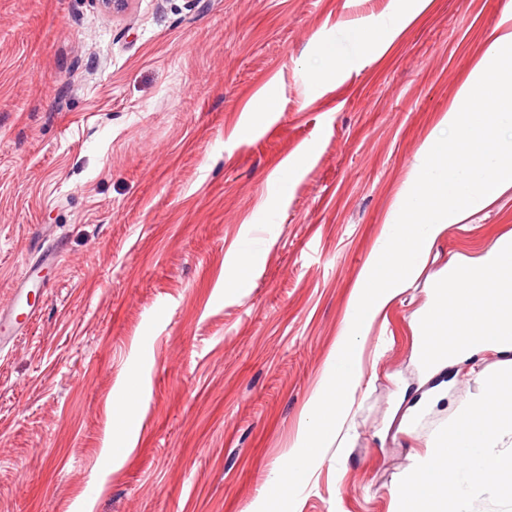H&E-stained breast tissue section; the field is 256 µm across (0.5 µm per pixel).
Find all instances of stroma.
I'll list each match as a JSON object with an SVG mask.
<instances>
[{"label":"stroma","instance_id":"1","mask_svg":"<svg viewBox=\"0 0 512 512\" xmlns=\"http://www.w3.org/2000/svg\"><path fill=\"white\" fill-rule=\"evenodd\" d=\"M504 2L433 0L384 57L327 83L320 42L350 60L344 22L390 0H0V312L40 253L56 257L35 318L0 348V512H251ZM507 238L512 190L437 239L364 339L341 441L288 512H394L457 403L505 367L487 351L478 375L419 368L415 315L448 262ZM238 248L264 261L228 294ZM129 380L131 429L113 409Z\"/></svg>","mask_w":512,"mask_h":512}]
</instances>
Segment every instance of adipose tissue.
<instances>
[{"label": "adipose tissue", "instance_id": "adipose-tissue-1", "mask_svg": "<svg viewBox=\"0 0 512 512\" xmlns=\"http://www.w3.org/2000/svg\"><path fill=\"white\" fill-rule=\"evenodd\" d=\"M431 5L432 0H390L381 14L352 21L346 34L356 49V65L385 56ZM486 98L494 101L493 110L480 108ZM511 189L512 0H507L486 53L415 158L387 219L388 231L356 281L347 321L288 452V465L253 512H276L321 448L337 440L365 376L363 339L387 305L412 286L444 229L466 222ZM416 326L421 336L416 355L426 368L487 350L512 352V239L500 240L473 263L448 264Z\"/></svg>", "mask_w": 512, "mask_h": 512}]
</instances>
